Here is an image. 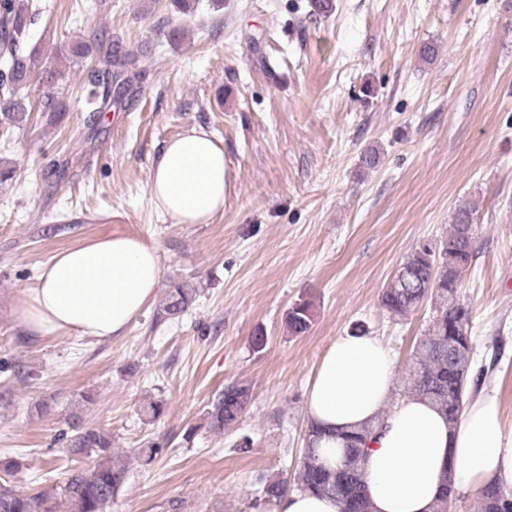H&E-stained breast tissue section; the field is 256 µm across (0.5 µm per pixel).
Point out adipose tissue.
I'll return each mask as SVG.
<instances>
[{"label":"adipose tissue","mask_w":512,"mask_h":512,"mask_svg":"<svg viewBox=\"0 0 512 512\" xmlns=\"http://www.w3.org/2000/svg\"><path fill=\"white\" fill-rule=\"evenodd\" d=\"M224 145L194 128L170 141L154 166L149 192L177 224H208L224 211ZM161 277L157 249L113 235L64 250L39 284L19 291L12 315L40 338L124 335L153 301ZM395 361L371 336H344L322 357L306 394L309 426L321 430L323 463L340 459L338 431L376 417L383 429L368 444L364 481L372 512H433L443 481L460 491L489 482L512 490V431L495 395L469 399L456 425L427 400L394 399Z\"/></svg>","instance_id":"adipose-tissue-1"}]
</instances>
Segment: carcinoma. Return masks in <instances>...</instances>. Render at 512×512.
Returning a JSON list of instances; mask_svg holds the SVG:
<instances>
[{"mask_svg":"<svg viewBox=\"0 0 512 512\" xmlns=\"http://www.w3.org/2000/svg\"><path fill=\"white\" fill-rule=\"evenodd\" d=\"M31 24L26 0H0V61L7 74H0V115L20 127L26 124L28 106L21 90L32 80L43 85V107L59 111V80L63 69L91 57L95 65L87 72L84 91L88 105V133H98L101 113L112 102L121 100L144 77L137 57L122 50L112 37L91 34L57 48L53 64L40 67L42 49L28 46L26 31ZM475 210H456L448 235L436 244L415 246L383 288L380 305L389 316L401 319L429 302L433 315L428 329L415 342L403 377L402 395L429 400L454 425L468 393V378L473 362L472 311L458 296L465 267L475 253L476 232H468ZM197 288L188 282L174 285L163 303L170 319L185 314L196 301ZM312 304L303 301L288 311L289 333L299 336L311 327ZM95 395L81 394L71 412L68 452L72 456H92L90 470L69 471L63 484L34 496L17 493L0 483V512H107L112 499L123 487L125 465L114 460L111 437L84 424L80 406L94 403ZM253 401L251 387L230 383L206 411V422L222 432L242 417ZM373 433L367 426L342 436L341 461L331 468L321 462L313 448L314 429L308 428L309 441L294 474L297 490L329 495L341 504V512H369L363 493L360 464L367 454L366 440ZM286 481L270 479L263 487L264 501L273 503L286 495ZM481 512H512V491L497 483L487 484L480 493Z\"/></svg>","mask_w":512,"mask_h":512,"instance_id":"carcinoma-1","label":"carcinoma"}]
</instances>
